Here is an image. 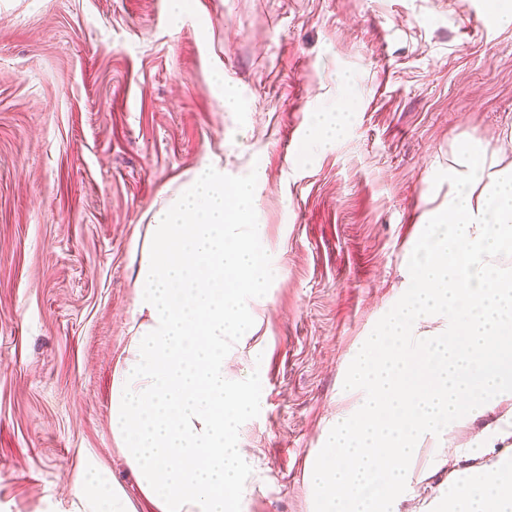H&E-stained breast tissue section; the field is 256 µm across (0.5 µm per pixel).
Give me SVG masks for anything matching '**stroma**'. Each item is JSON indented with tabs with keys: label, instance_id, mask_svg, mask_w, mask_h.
Segmentation results:
<instances>
[{
	"label": "stroma",
	"instance_id": "stroma-1",
	"mask_svg": "<svg viewBox=\"0 0 512 512\" xmlns=\"http://www.w3.org/2000/svg\"><path fill=\"white\" fill-rule=\"evenodd\" d=\"M487 0H0V512H87L122 488L150 512L112 436V372L132 328L153 210L197 166L261 169L259 476L245 512H311L312 449L343 373L397 304L406 253L447 185L454 141L512 160V22ZM223 75V86L214 78ZM240 107L224 108L225 96ZM345 134L298 156L314 113ZM502 404L448 428L475 446Z\"/></svg>",
	"mask_w": 512,
	"mask_h": 512
}]
</instances>
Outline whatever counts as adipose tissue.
<instances>
[{
	"mask_svg": "<svg viewBox=\"0 0 512 512\" xmlns=\"http://www.w3.org/2000/svg\"><path fill=\"white\" fill-rule=\"evenodd\" d=\"M344 119L317 113L304 157L335 145ZM413 242L403 298L368 336L347 378L359 395L324 432L306 471L314 512H398L413 477L453 460L448 512H512L503 462L481 448L421 460L425 439L512 401V161L479 138L453 146L448 198Z\"/></svg>",
	"mask_w": 512,
	"mask_h": 512,
	"instance_id": "1",
	"label": "adipose tissue"
}]
</instances>
